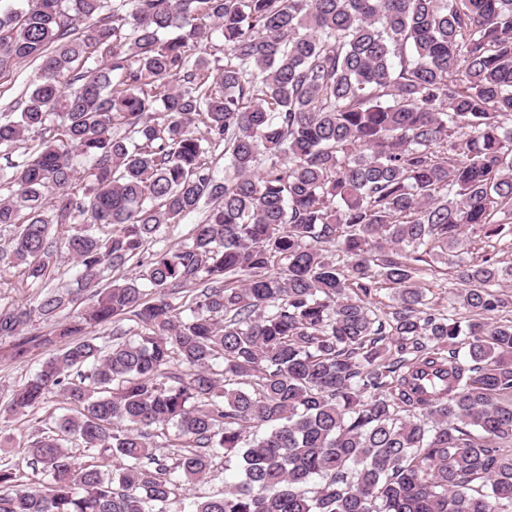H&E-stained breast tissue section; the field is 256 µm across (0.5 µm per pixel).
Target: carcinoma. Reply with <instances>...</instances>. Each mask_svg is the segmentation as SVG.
I'll return each mask as SVG.
<instances>
[{
    "label": "carcinoma",
    "instance_id": "obj_1",
    "mask_svg": "<svg viewBox=\"0 0 512 512\" xmlns=\"http://www.w3.org/2000/svg\"><path fill=\"white\" fill-rule=\"evenodd\" d=\"M15 2L0 73L41 68L0 112V266L39 292L0 336L23 356L53 343L34 319L90 304L12 393L13 416L75 414L29 442L40 487L0 458V512H170L220 458L240 480L189 512H512V263L466 240L512 233V0ZM61 248L76 287L46 291ZM440 260L464 328L416 281ZM204 211L195 214L191 217H188L184 220H181L178 224H170L168 226H163L158 233L159 242L155 244L149 243L150 250L158 249L160 247H173L177 244L186 240L189 236L191 229L193 228V224H198L203 219Z\"/></svg>",
    "mask_w": 512,
    "mask_h": 512
}]
</instances>
